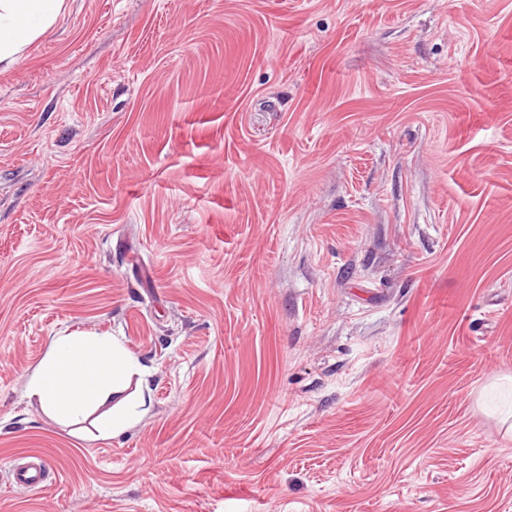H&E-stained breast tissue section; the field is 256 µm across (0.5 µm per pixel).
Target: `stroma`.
Listing matches in <instances>:
<instances>
[{
  "instance_id": "1",
  "label": "stroma",
  "mask_w": 512,
  "mask_h": 512,
  "mask_svg": "<svg viewBox=\"0 0 512 512\" xmlns=\"http://www.w3.org/2000/svg\"><path fill=\"white\" fill-rule=\"evenodd\" d=\"M76 330L110 439L26 393ZM501 376L512 0H66L0 72V512H512ZM138 371L112 334L73 331L52 340L28 379L27 396L62 420H79L115 400L95 426L99 436L114 437L148 412L149 388L142 381L135 396H122ZM47 470L41 458L33 466L26 469H19L16 465L11 468V477L14 484L30 489L41 488L44 483V473Z\"/></svg>"
}]
</instances>
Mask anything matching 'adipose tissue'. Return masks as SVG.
<instances>
[{
    "instance_id": "obj_1",
    "label": "adipose tissue",
    "mask_w": 512,
    "mask_h": 512,
    "mask_svg": "<svg viewBox=\"0 0 512 512\" xmlns=\"http://www.w3.org/2000/svg\"><path fill=\"white\" fill-rule=\"evenodd\" d=\"M65 0H0V71L56 22ZM139 371L135 358L110 333L73 331L55 337L27 383V395L54 418L78 420L103 408L99 436L118 435L148 412L150 396L126 389Z\"/></svg>"
}]
</instances>
